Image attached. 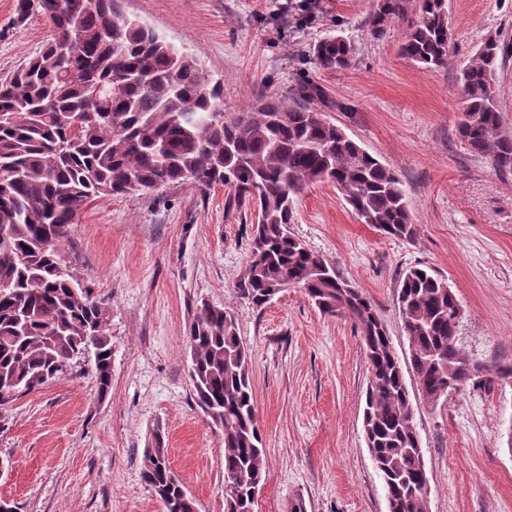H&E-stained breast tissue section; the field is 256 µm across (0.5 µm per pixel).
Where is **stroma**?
Segmentation results:
<instances>
[{
	"instance_id": "35a3bbf8",
	"label": "stroma",
	"mask_w": 512,
	"mask_h": 512,
	"mask_svg": "<svg viewBox=\"0 0 512 512\" xmlns=\"http://www.w3.org/2000/svg\"><path fill=\"white\" fill-rule=\"evenodd\" d=\"M456 50L427 71L400 53L417 0L382 38L368 28L373 0H120L201 63L224 89V109L297 99L302 77L315 106L401 180L415 235L364 224L335 185L300 196L291 226L314 253L376 306L399 355L408 341L396 304L401 273L427 266L461 306V348L485 364L512 363V173L469 153L456 136L457 76L488 35L512 37V0H447ZM0 0V80L38 51L51 28L14 21ZM354 41L357 61L334 72L309 59L319 40ZM223 185H170L107 196L80 214L62 257L104 303L112 334V395L93 374H69L16 401L0 429V499L16 512H164L141 478L155 430L198 512H225L224 439L194 401L185 336L201 304L235 312L251 352L250 379L266 448L255 512H388L366 448L369 368L351 320L320 312L293 288L264 308L239 299L253 217L225 212ZM429 474L430 512H512V383L466 386L436 405L414 398Z\"/></svg>"
}]
</instances>
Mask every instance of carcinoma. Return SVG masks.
I'll return each mask as SVG.
<instances>
[{
    "label": "carcinoma",
    "instance_id": "carcinoma-1",
    "mask_svg": "<svg viewBox=\"0 0 512 512\" xmlns=\"http://www.w3.org/2000/svg\"><path fill=\"white\" fill-rule=\"evenodd\" d=\"M406 2L375 0V37L404 15ZM15 14L19 23L46 18L52 34L0 83V410L67 375L87 352L99 399L111 392L108 311L62 258L76 217L103 196L222 184L227 210L248 201L255 211L239 298L260 308L297 288L321 312L351 319L369 366L364 438L391 512H430L406 374L433 406L467 382L512 376V363L488 366L466 354L458 345L455 293L417 265L401 273L397 288L409 345L400 358L375 305L290 231L298 197L311 184L331 182L363 223L412 238L411 207L394 171L310 106L321 96L310 81L298 102L264 97L241 112L224 111L220 85L194 58L125 16L119 0H15ZM451 49L447 0H420L401 54L432 71ZM311 52L319 69L337 71L355 64L357 48L328 36ZM511 55V42L489 36L457 77L461 143L502 173L512 172V135L502 127L495 73ZM186 345L195 401L224 437L226 512H254L266 450L251 355L234 312L202 305ZM141 475L165 512H197L159 432L143 452Z\"/></svg>",
    "mask_w": 512,
    "mask_h": 512
}]
</instances>
